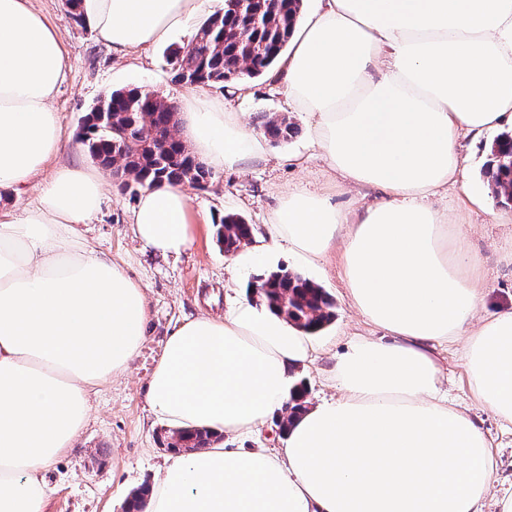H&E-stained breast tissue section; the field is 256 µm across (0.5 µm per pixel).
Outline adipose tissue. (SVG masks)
Segmentation results:
<instances>
[{
  "label": "adipose tissue",
  "instance_id": "adipose-tissue-1",
  "mask_svg": "<svg viewBox=\"0 0 512 512\" xmlns=\"http://www.w3.org/2000/svg\"><path fill=\"white\" fill-rule=\"evenodd\" d=\"M228 0H83L99 40L125 56L198 27ZM70 68L29 0H0V189L40 182L36 205L0 212V512H46L45 470L71 450L92 399L138 356L142 284L82 230L106 185L59 163L69 142L53 99ZM271 76L312 122L343 187L378 192L356 210L292 191L229 264L223 315L171 330L147 403L174 432L230 437L288 403L306 334L244 295L240 278L288 252L340 249L351 307L391 342L358 337L332 369L338 398L296 418L274 451L169 456L150 512H481L497 480L493 444L440 393L436 347L457 346L474 403L512 424V311L479 318L488 288L462 225L425 201L456 187L457 149L512 123V0H317ZM187 134L217 169L264 159L265 144L204 89L182 96ZM180 183L143 188L130 215L144 248L193 242Z\"/></svg>",
  "mask_w": 512,
  "mask_h": 512
}]
</instances>
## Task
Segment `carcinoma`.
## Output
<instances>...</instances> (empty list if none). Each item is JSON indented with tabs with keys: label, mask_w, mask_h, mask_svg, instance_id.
I'll list each match as a JSON object with an SVG mask.
<instances>
[{
	"label": "carcinoma",
	"mask_w": 512,
	"mask_h": 512,
	"mask_svg": "<svg viewBox=\"0 0 512 512\" xmlns=\"http://www.w3.org/2000/svg\"><path fill=\"white\" fill-rule=\"evenodd\" d=\"M303 0H250L249 6L215 14L197 31L191 44L169 55L173 81L188 85L225 88L241 79L266 73L286 47L300 17ZM259 14L258 23L252 14ZM102 111L90 110L83 118L79 140L98 165L112 170L124 188L137 191L158 182L188 183L200 190L214 179L212 170L177 136L178 107L174 101L145 88L118 89L105 96ZM264 135L279 143L297 130L288 116H265ZM485 175L494 197L512 205L506 188L512 185V134L496 142L494 158ZM251 238V225L237 213L220 221L217 239L224 252L237 250ZM260 299L310 336L334 318L333 303L310 279L288 271L258 278ZM215 434L195 430L177 438L202 448ZM151 488L144 485L129 501L127 512H142Z\"/></svg>",
	"instance_id": "carcinoma-1"
}]
</instances>
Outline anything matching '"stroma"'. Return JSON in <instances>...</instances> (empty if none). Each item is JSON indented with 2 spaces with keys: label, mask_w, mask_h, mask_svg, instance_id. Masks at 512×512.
I'll return each mask as SVG.
<instances>
[{
  "label": "stroma",
  "mask_w": 512,
  "mask_h": 512,
  "mask_svg": "<svg viewBox=\"0 0 512 512\" xmlns=\"http://www.w3.org/2000/svg\"><path fill=\"white\" fill-rule=\"evenodd\" d=\"M31 4L59 30L69 56L70 70L53 102L67 134L77 135L90 107L116 89L145 87L175 100L181 97L184 88L173 82L165 56L168 48L190 44L194 31L177 33L169 44L121 58L97 40L91 26L82 27L72 20L64 0H31ZM247 86V95L231 97L230 104L248 127L257 128L261 116L285 113L281 89L266 77L248 81ZM292 120L298 135L285 143L267 144L265 161L243 170L216 171L208 189H191L193 212L210 215L211 221L196 224L192 246L177 257L164 258L143 249L129 224L137 196L121 188L116 179H109L100 209L84 234L97 252L122 259L129 273L141 281L150 319L140 353L128 372L102 389L74 448L49 468L48 512H126L133 491L141 484H154L168 457L161 440L170 429L148 408L147 380L176 324L202 312H224L230 273L216 239V224L224 214H241L247 223L262 227L281 194L297 187L329 193L332 204L341 209L354 210L377 201L375 192H347L335 186L333 173L312 140L306 117L296 114ZM498 137L493 131L475 140H460L458 151L465 161L460 186L429 200L432 207L448 211L458 223L469 227L464 246L481 256L489 283L480 310L484 317L512 307V208L494 202L489 210H470L464 200L466 193L487 192L483 169ZM280 269L309 278L334 303V320L312 338L314 345L324 347V354L300 367L297 376L305 384L308 403L336 397L330 369L350 352L357 337L381 341L385 334L366 325L349 307L337 252H329L312 265L281 253L244 273L243 278L252 284L260 275ZM437 356L442 392L449 402L471 408L475 421L496 446L498 480L483 512H497L498 499L512 494V427L475 408L464 367L454 349L438 348Z\"/></svg>",
  "instance_id": "stroma-1"
}]
</instances>
